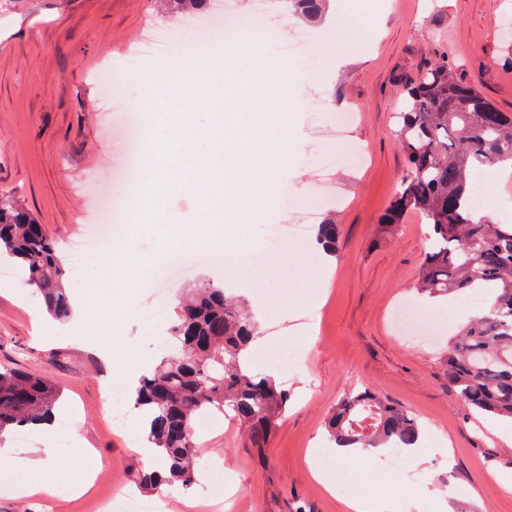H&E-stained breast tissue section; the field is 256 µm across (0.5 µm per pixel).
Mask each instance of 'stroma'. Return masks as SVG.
I'll return each mask as SVG.
<instances>
[{
	"label": "stroma",
	"mask_w": 512,
	"mask_h": 512,
	"mask_svg": "<svg viewBox=\"0 0 512 512\" xmlns=\"http://www.w3.org/2000/svg\"><path fill=\"white\" fill-rule=\"evenodd\" d=\"M333 2L342 21L328 32L289 14L287 0L276 5L283 14L279 24L250 28L267 57L279 56L297 30L314 34L292 62L306 74L300 107L288 114L295 154L274 175L288 200H273L268 214L232 229L214 225L231 263L197 264L173 290L178 299L199 282L219 278L244 298L257 324L248 370L287 389L288 408L260 455L248 448L237 422L211 411V431L199 444L198 480L168 495V512H207L226 487L233 494L228 512H348L312 475L309 456L326 447V425L338 401L363 388L410 411L423 432L440 436L423 441V462L356 464L367 495L389 500L393 512H512V492L497 483L502 470L512 469V440L501 437V423L469 409L445 375L448 340L469 312L455 295L419 298L417 312L439 323L440 332L424 340L403 335L395 312L414 297L428 228L415 215L390 234L380 226L406 174L396 119L405 80L444 54L459 81L512 113V27L491 33L502 18L512 19V0ZM157 25L187 42L201 37L185 20L158 12L155 0H0V192L21 196L60 244L84 237L120 191L124 130L101 112L107 90L94 72L113 62L127 111L148 127L158 122L154 98L133 75L151 68L180 77L191 69L184 57L168 64L137 55L140 38ZM339 112L353 115L347 136L325 140L323 128ZM356 153L363 158L357 167L351 164ZM479 188L493 199L498 222L512 224V168L492 169ZM285 203L315 208L338 224L335 255L320 257L297 243L267 250L269 228ZM244 240L254 248L243 265L237 257ZM117 247L145 264L122 302H113V281L98 265L70 294L81 298L84 318L111 314L120 329L111 350L125 360L134 383L165 354L177 316L169 314L149 332L135 318L157 299L154 271L165 257L159 237L138 231L132 244ZM291 346L299 348L301 366L287 376L272 359ZM0 364L50 379L60 395L55 417H69L101 463L80 496L66 483L50 493L18 494L33 474L7 468L0 512H46L51 500L55 512H91L92 496L133 486L146 467L130 443L142 428L139 410L129 408L124 428L111 427L102 392L106 365L43 316L29 285L0 288Z\"/></svg>",
	"instance_id": "obj_1"
}]
</instances>
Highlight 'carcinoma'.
Masks as SVG:
<instances>
[{"instance_id": "carcinoma-1", "label": "carcinoma", "mask_w": 512, "mask_h": 512, "mask_svg": "<svg viewBox=\"0 0 512 512\" xmlns=\"http://www.w3.org/2000/svg\"><path fill=\"white\" fill-rule=\"evenodd\" d=\"M207 0H161L163 9L186 16ZM308 19L321 16L323 0H290ZM399 137L408 170L382 217L393 229L409 212L429 228L430 248L415 290L432 299L492 287L485 307L448 344V384L474 411L512 424V224L478 215L470 200L475 170L512 166V115L455 78L447 60L404 85ZM339 230L318 225L316 242L336 253ZM0 257L15 260L42 307L69 319L71 301L57 242L20 197L0 192ZM252 317L225 294L224 283L206 280L178 304L172 329L175 351L135 388L148 441L158 448L165 474L141 471L138 483L192 485L196 477L194 420L202 412L228 409L244 426L248 447H267L288 407V392L274 380L250 374L240 359L253 336ZM59 393L43 376L0 365V434L29 429L52 418ZM338 448H409L421 437L406 409L368 391H352L327 424Z\"/></svg>"}]
</instances>
